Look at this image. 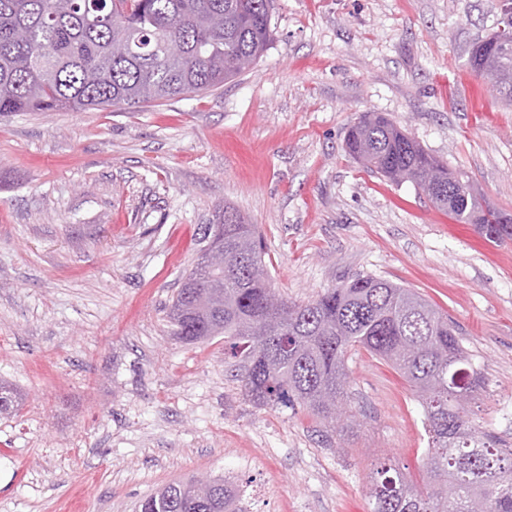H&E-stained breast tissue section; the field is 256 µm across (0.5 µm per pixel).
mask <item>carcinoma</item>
Listing matches in <instances>:
<instances>
[{"label":"carcinoma","mask_w":512,"mask_h":512,"mask_svg":"<svg viewBox=\"0 0 512 512\" xmlns=\"http://www.w3.org/2000/svg\"><path fill=\"white\" fill-rule=\"evenodd\" d=\"M270 22L269 0H0V115L131 109L217 89L264 55ZM470 66L490 67L512 88V54L501 45L477 43ZM345 149L370 172L413 184L456 221L484 226L487 240H512V216L384 115H361ZM199 242L200 258L167 317L187 344L224 337V355L235 360V379L254 405H300L327 419L328 405L344 401L346 358L359 349L395 367L421 402L427 488L387 457L369 475L372 512H512V448L469 419L483 376L447 314L372 275L272 308L256 225L228 205ZM21 403L13 384L0 380V416ZM191 485L168 483L137 512H239L224 480L213 481L205 499Z\"/></svg>","instance_id":"obj_1"}]
</instances>
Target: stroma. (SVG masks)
I'll return each instance as SVG.
<instances>
[{"instance_id":"stroma-1","label":"stroma","mask_w":512,"mask_h":512,"mask_svg":"<svg viewBox=\"0 0 512 512\" xmlns=\"http://www.w3.org/2000/svg\"><path fill=\"white\" fill-rule=\"evenodd\" d=\"M499 0H273L264 57L233 82L136 109L0 116V512H136L206 475L246 512H371L394 456L426 485L423 408L385 361L347 359L344 430L258 407L224 340L167 317L198 233L232 206L271 286L302 303L358 274L446 312L483 387L470 418L512 447V240L494 243L344 138L380 112L512 214V106L469 65ZM22 395L18 390L5 380H0V416L8 417L15 414L21 403Z\"/></svg>"}]
</instances>
